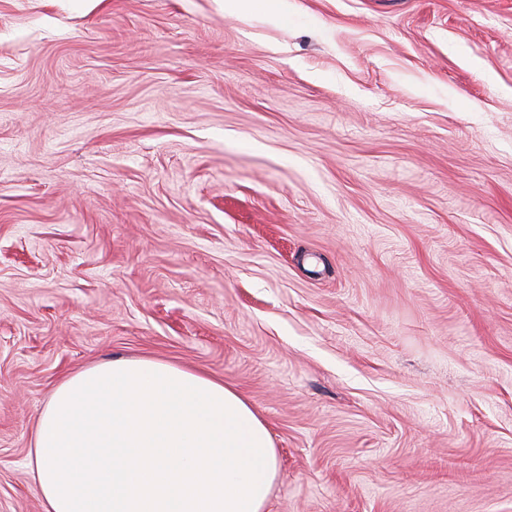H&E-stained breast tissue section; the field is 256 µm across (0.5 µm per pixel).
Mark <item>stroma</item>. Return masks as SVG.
Returning a JSON list of instances; mask_svg holds the SVG:
<instances>
[{"label":"stroma","mask_w":512,"mask_h":512,"mask_svg":"<svg viewBox=\"0 0 512 512\" xmlns=\"http://www.w3.org/2000/svg\"><path fill=\"white\" fill-rule=\"evenodd\" d=\"M267 425V512H512V0H0V512L67 375ZM285 0H225L224 8L240 13H265L281 18Z\"/></svg>","instance_id":"obj_1"}]
</instances>
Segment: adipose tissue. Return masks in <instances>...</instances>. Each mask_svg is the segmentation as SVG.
I'll list each match as a JSON object with an SVG mask.
<instances>
[{"label": "adipose tissue", "instance_id": "adipose-tissue-1", "mask_svg": "<svg viewBox=\"0 0 512 512\" xmlns=\"http://www.w3.org/2000/svg\"><path fill=\"white\" fill-rule=\"evenodd\" d=\"M43 512H266L270 432L223 381L157 359L65 377L29 461Z\"/></svg>", "mask_w": 512, "mask_h": 512}]
</instances>
